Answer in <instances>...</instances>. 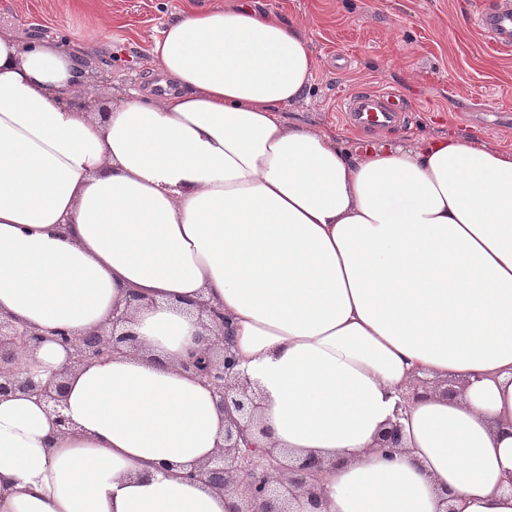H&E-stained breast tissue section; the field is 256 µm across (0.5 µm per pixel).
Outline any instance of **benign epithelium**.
<instances>
[{
    "instance_id": "obj_1",
    "label": "benign epithelium",
    "mask_w": 512,
    "mask_h": 512,
    "mask_svg": "<svg viewBox=\"0 0 512 512\" xmlns=\"http://www.w3.org/2000/svg\"><path fill=\"white\" fill-rule=\"evenodd\" d=\"M139 307V297L134 295L124 306L113 308L104 327L79 338L56 333L55 341L66 350L68 363L46 379L13 367L18 352L38 347L45 335L0 315V396L20 393L36 397L55 414L59 431L66 432L72 422L63 414L65 376L93 361L137 353L138 340L128 324ZM196 307L204 333L198 337V348L180 366L205 379L211 387L216 406L225 415L224 445L189 476L214 489L237 494L243 506L236 512H299L297 505L303 499L313 508H320L323 497L315 478L323 467L322 460L313 455L287 459L273 448L257 446L253 436L267 435L258 418L260 393L237 369L232 331L224 324V315L205 300L198 301Z\"/></svg>"
}]
</instances>
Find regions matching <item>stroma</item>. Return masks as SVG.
Here are the masks:
<instances>
[{
  "label": "stroma",
  "mask_w": 512,
  "mask_h": 512,
  "mask_svg": "<svg viewBox=\"0 0 512 512\" xmlns=\"http://www.w3.org/2000/svg\"><path fill=\"white\" fill-rule=\"evenodd\" d=\"M240 0H0V29L20 37H51L81 50L92 67L98 109L118 89L146 81L149 46L177 14ZM299 23L317 66L303 99L286 121L371 142L346 123L341 106L361 89L385 90L410 107L392 137L448 131L512 151V49L495 51L478 10L501 0H264Z\"/></svg>",
  "instance_id": "stroma-1"
}]
</instances>
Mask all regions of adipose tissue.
Returning a JSON list of instances; mask_svg holds the SVG:
<instances>
[{"instance_id":"1","label":"adipose tissue","mask_w":512,"mask_h":512,"mask_svg":"<svg viewBox=\"0 0 512 512\" xmlns=\"http://www.w3.org/2000/svg\"><path fill=\"white\" fill-rule=\"evenodd\" d=\"M150 63L160 93L100 119L78 51L0 32V314L79 337L128 289L145 300L138 354L69 376L67 433L0 397V512L237 506L186 477L224 442L180 367L198 300L261 393V446L326 460L324 512H512V153L451 132L352 149L287 123L316 59L260 0L177 15ZM66 360L48 339L15 367ZM421 375L457 395L415 393Z\"/></svg>"}]
</instances>
